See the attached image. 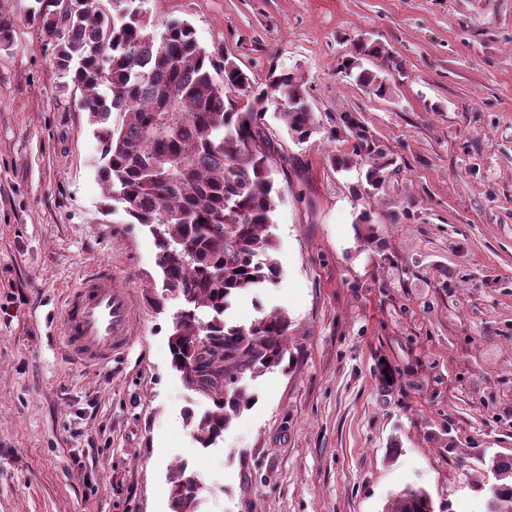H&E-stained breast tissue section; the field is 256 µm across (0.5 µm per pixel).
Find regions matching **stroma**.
Wrapping results in <instances>:
<instances>
[{"instance_id": "1", "label": "stroma", "mask_w": 512, "mask_h": 512, "mask_svg": "<svg viewBox=\"0 0 512 512\" xmlns=\"http://www.w3.org/2000/svg\"><path fill=\"white\" fill-rule=\"evenodd\" d=\"M33 0H0V512H172L185 465L198 512H385L406 486L444 512H481L482 457H512V0H142L156 31L188 22L256 81L298 69L321 127L294 143L265 116L286 174L270 231L282 275L237 298L289 320L287 369L216 447L186 417L211 402L171 367L148 229L104 211L100 146L50 61ZM403 64L390 96L336 69L360 37ZM355 115L395 163L379 190ZM367 212L372 223L356 218ZM134 301L127 355L89 368L55 342L65 291L94 272Z\"/></svg>"}]
</instances>
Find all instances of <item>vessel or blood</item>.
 Wrapping results in <instances>:
<instances>
[{"mask_svg": "<svg viewBox=\"0 0 512 512\" xmlns=\"http://www.w3.org/2000/svg\"><path fill=\"white\" fill-rule=\"evenodd\" d=\"M132 319L130 294L104 272L69 291L54 336L70 357L96 367L128 349Z\"/></svg>", "mask_w": 512, "mask_h": 512, "instance_id": "b4317fda", "label": "vessel or blood"}]
</instances>
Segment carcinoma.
Masks as SVG:
<instances>
[{"instance_id":"carcinoma-1","label":"carcinoma","mask_w":512,"mask_h":512,"mask_svg":"<svg viewBox=\"0 0 512 512\" xmlns=\"http://www.w3.org/2000/svg\"><path fill=\"white\" fill-rule=\"evenodd\" d=\"M35 0L29 22L53 46L58 70L83 91L102 145L104 164L97 177L106 208L117 202L130 224L145 226L154 238L156 267L162 279L159 306L180 302L170 325L173 367L213 407L187 413L197 443L209 448L253 396L240 381L283 366L288 317L278 311L248 325L229 317L233 300L280 278L279 246L270 233L281 199L275 175L283 160L280 143L265 122L269 99L281 105L280 117L297 144L320 133L302 75L271 72L257 84L216 45L201 47L193 27L175 21L161 33L150 17L128 0ZM399 67L385 44L359 38L337 70L379 97L393 87L387 70ZM242 92L245 102L228 99ZM121 117L112 123V114ZM362 138L355 116L346 114L342 132ZM366 184L378 188L392 165L385 150L365 146ZM495 482L485 502L512 512V458L488 462ZM197 482L179 472L172 480L173 512H196ZM388 512H434L422 487L401 491Z\"/></svg>"}]
</instances>
